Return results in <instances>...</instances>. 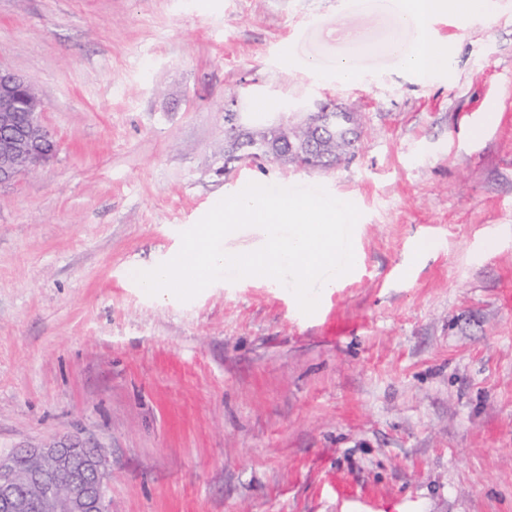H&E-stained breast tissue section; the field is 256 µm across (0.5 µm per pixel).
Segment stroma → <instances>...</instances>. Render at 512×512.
I'll return each instance as SVG.
<instances>
[{
  "label": "stroma",
  "mask_w": 512,
  "mask_h": 512,
  "mask_svg": "<svg viewBox=\"0 0 512 512\" xmlns=\"http://www.w3.org/2000/svg\"><path fill=\"white\" fill-rule=\"evenodd\" d=\"M394 2L0 0L58 143L0 186V454L104 448L109 512H512V0L428 19V80L366 54L339 81ZM237 90L256 118L359 107L356 157L225 168ZM272 180L361 213L313 314L275 280L140 288Z\"/></svg>",
  "instance_id": "1"
}]
</instances>
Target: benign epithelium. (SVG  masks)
Masks as SVG:
<instances>
[{
	"instance_id": "benign-epithelium-1",
	"label": "benign epithelium",
	"mask_w": 512,
	"mask_h": 512,
	"mask_svg": "<svg viewBox=\"0 0 512 512\" xmlns=\"http://www.w3.org/2000/svg\"><path fill=\"white\" fill-rule=\"evenodd\" d=\"M30 84L22 76L0 67V184L25 168L48 160L55 151L51 134L42 123L45 104L33 94L29 111L18 102ZM231 99L228 115L234 129L224 139V152L236 155L240 141L259 143L264 151L250 160H269L281 167L310 169L332 151L338 140L362 135L348 120L336 116L349 107L324 103L315 112H293L277 121L244 126ZM106 457L78 443L23 448L0 455V512H108Z\"/></svg>"
}]
</instances>
